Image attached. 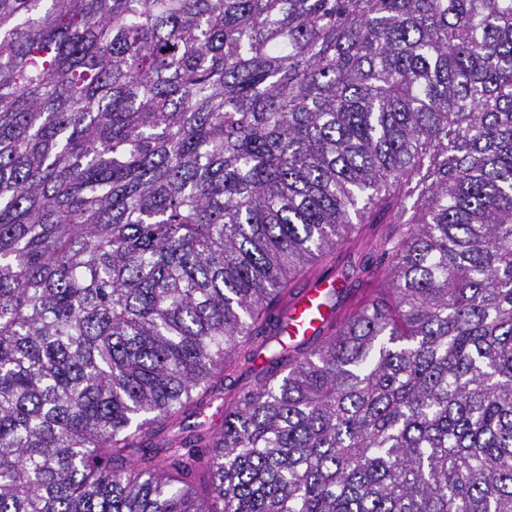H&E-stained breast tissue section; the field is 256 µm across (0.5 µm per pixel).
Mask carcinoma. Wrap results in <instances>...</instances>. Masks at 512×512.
Masks as SVG:
<instances>
[{
  "label": "carcinoma",
  "instance_id": "cac0c4a2",
  "mask_svg": "<svg viewBox=\"0 0 512 512\" xmlns=\"http://www.w3.org/2000/svg\"><path fill=\"white\" fill-rule=\"evenodd\" d=\"M0 512H512V0H0ZM370 240L367 238L355 239L353 243L336 250V269L339 271L349 269L364 260L370 251ZM313 279L310 277L296 283L298 294L291 300L285 315L288 320V336H296V339L313 336L321 326L325 332L334 325L330 320L326 322L329 315L320 305L332 282L328 278ZM302 288L305 289L300 290Z\"/></svg>",
  "mask_w": 512,
  "mask_h": 512
}]
</instances>
